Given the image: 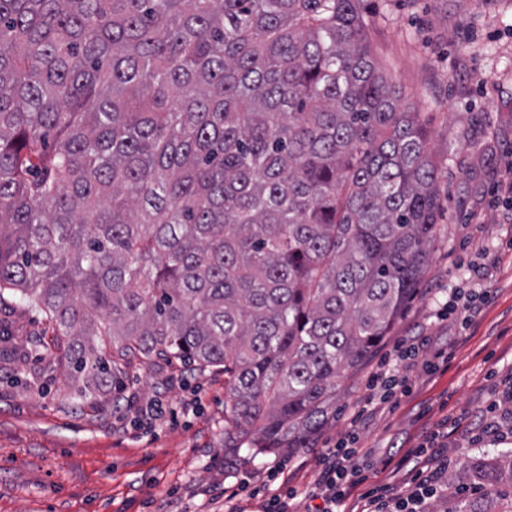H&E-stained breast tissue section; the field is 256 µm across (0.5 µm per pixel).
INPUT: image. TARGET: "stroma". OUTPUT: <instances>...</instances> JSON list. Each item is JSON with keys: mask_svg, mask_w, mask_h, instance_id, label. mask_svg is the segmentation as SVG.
I'll list each match as a JSON object with an SVG mask.
<instances>
[{"mask_svg": "<svg viewBox=\"0 0 512 512\" xmlns=\"http://www.w3.org/2000/svg\"><path fill=\"white\" fill-rule=\"evenodd\" d=\"M375 62L420 112L438 166L440 213L425 274L386 342L341 379L335 410L311 448L287 455L224 447V374L175 361L134 360L105 397L76 406L63 369L31 387L30 369L0 360V512H222L242 483L267 486L291 463L294 512H313L308 495L319 449L357 431L371 469L366 489L411 481L407 449L448 425L449 470L480 449L508 450L512 438L483 427L512 390V0H362ZM487 265L490 290L469 326L438 316L448 293L474 289L470 268ZM18 345H51L44 314L13 297L0 306ZM425 333L435 372L413 374V391L355 425L368 377L397 340ZM155 404L158 415L143 410Z\"/></svg>", "mask_w": 512, "mask_h": 512, "instance_id": "stroma-1", "label": "stroma"}]
</instances>
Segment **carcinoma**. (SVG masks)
<instances>
[{"mask_svg":"<svg viewBox=\"0 0 512 512\" xmlns=\"http://www.w3.org/2000/svg\"><path fill=\"white\" fill-rule=\"evenodd\" d=\"M360 0H0V298L73 398L129 358L224 372V437L306 448L416 293L430 132ZM116 356L105 353V346ZM429 512H512L478 450ZM4 297L5 305H2L0 319L13 322L17 344L32 349L33 353L34 350L44 353V346L52 347V338L56 333L53 331L52 324L45 319V315L20 306L21 303L9 295L5 294ZM34 336L41 337L42 346L34 347L31 343V337Z\"/></svg>","mask_w":512,"mask_h":512,"instance_id":"1","label":"carcinoma"}]
</instances>
